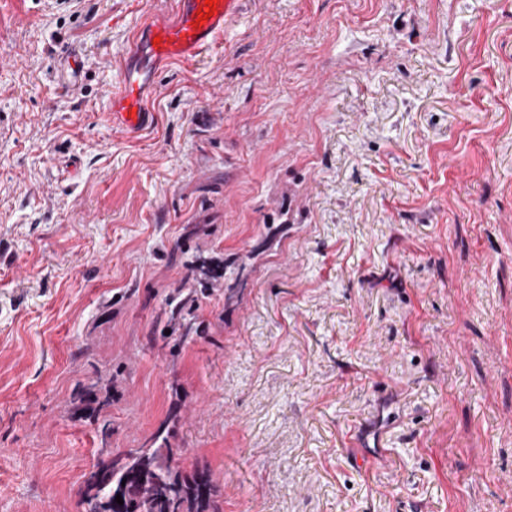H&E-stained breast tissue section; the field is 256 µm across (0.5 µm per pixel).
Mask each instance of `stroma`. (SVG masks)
Instances as JSON below:
<instances>
[{"mask_svg": "<svg viewBox=\"0 0 512 512\" xmlns=\"http://www.w3.org/2000/svg\"><path fill=\"white\" fill-rule=\"evenodd\" d=\"M160 2L0 0V512L163 422L221 512H512V0H244L132 136ZM189 267L190 270L184 279V288H180L175 294H171L166 298L163 305V312L167 317L171 336H177L175 341H178V343L186 340L193 333H198L200 329L193 319H187V315L191 314V310L187 309V305L189 301L193 300L197 276L204 275L214 280L218 279V276L214 275L204 262L193 267L189 265ZM184 290H188L185 296Z\"/></svg>", "mask_w": 512, "mask_h": 512, "instance_id": "35a3bbf8", "label": "stroma"}]
</instances>
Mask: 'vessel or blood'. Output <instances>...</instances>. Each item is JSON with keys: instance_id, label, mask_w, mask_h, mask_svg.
Here are the masks:
<instances>
[{"instance_id": "obj_1", "label": "vessel or blood", "mask_w": 512, "mask_h": 512, "mask_svg": "<svg viewBox=\"0 0 512 512\" xmlns=\"http://www.w3.org/2000/svg\"><path fill=\"white\" fill-rule=\"evenodd\" d=\"M205 0H175L174 9L154 11L140 27L120 64L109 112L112 122L137 134L150 123L148 107L155 75L164 65L189 62L207 52L239 15L243 0H217L211 18L201 20Z\"/></svg>"}]
</instances>
